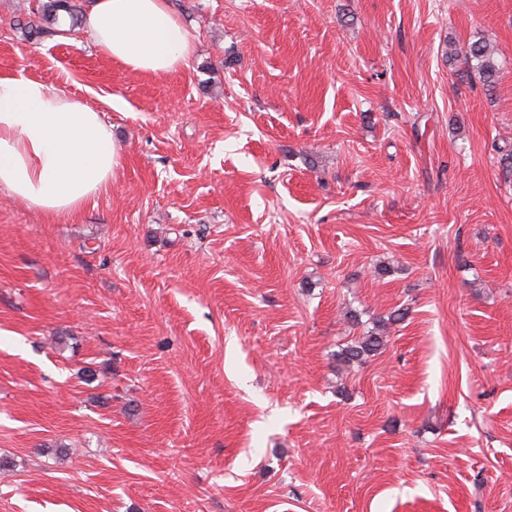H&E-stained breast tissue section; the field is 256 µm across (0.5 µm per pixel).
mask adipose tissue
Returning a JSON list of instances; mask_svg holds the SVG:
<instances>
[{
    "instance_id": "adipose-tissue-1",
    "label": "adipose tissue",
    "mask_w": 512,
    "mask_h": 512,
    "mask_svg": "<svg viewBox=\"0 0 512 512\" xmlns=\"http://www.w3.org/2000/svg\"><path fill=\"white\" fill-rule=\"evenodd\" d=\"M85 29L122 68L162 76L186 66L192 38L166 0H93ZM121 151L100 112L22 75L0 77V191L67 217L112 186Z\"/></svg>"
}]
</instances>
